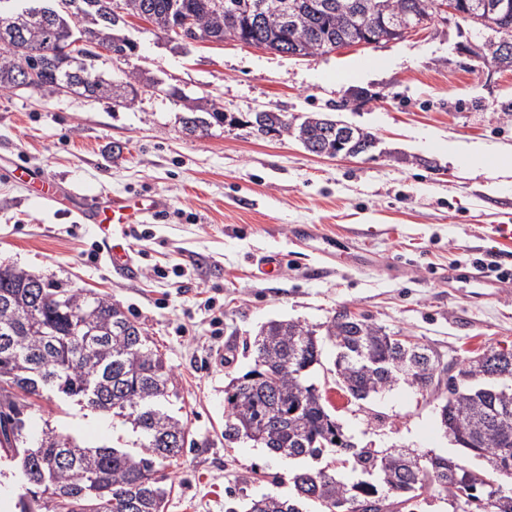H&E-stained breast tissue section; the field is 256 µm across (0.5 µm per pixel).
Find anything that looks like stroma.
Instances as JSON below:
<instances>
[{"label": "stroma", "mask_w": 512, "mask_h": 512, "mask_svg": "<svg viewBox=\"0 0 512 512\" xmlns=\"http://www.w3.org/2000/svg\"><path fill=\"white\" fill-rule=\"evenodd\" d=\"M138 50L113 58L114 78L145 71L239 117L322 112L374 134L368 154L316 157L292 137L242 125L186 135L179 102L142 92L129 108L71 94L0 92V168L47 173L74 192L41 205L0 175V264L64 288L111 295L172 367L188 440L164 474L165 512H243L250 498L291 494L298 464L251 442L224 443V387L253 362L258 328L286 318L321 328L342 311L438 351L449 370L489 348H512V70L476 61L474 27L459 18L405 38L314 57L233 41L178 48L134 20ZM356 80L337 81L350 65ZM483 149L471 171L449 142ZM166 199L142 235L120 244L137 275L97 258L99 228L78 208L97 198ZM285 263L266 273L262 261ZM482 266L494 287L474 282ZM336 350L322 348L310 380L360 447L410 448L480 467L446 434L436 396L401 382L363 401L336 384ZM32 437L46 426L93 445L131 446L130 427L74 401L32 400Z\"/></svg>", "instance_id": "35a3bbf8"}]
</instances>
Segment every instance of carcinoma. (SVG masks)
<instances>
[{"label":"carcinoma","mask_w":512,"mask_h":512,"mask_svg":"<svg viewBox=\"0 0 512 512\" xmlns=\"http://www.w3.org/2000/svg\"><path fill=\"white\" fill-rule=\"evenodd\" d=\"M124 14L142 18L166 36L177 35L181 17L197 18L200 33L224 40L238 32L278 53L316 57L359 44L363 17L404 14L421 20L437 0H286L288 17L273 12L252 21L260 0H46L53 12L2 17L17 35L0 33V91L22 85V64L35 65L66 37L65 28L87 29L98 43L126 55L136 49L115 20L113 2ZM489 14L512 45V0H492ZM104 62L95 55L41 71L38 93L53 96L66 83L79 94L105 97ZM148 73L130 76L112 92V103L128 107ZM169 95L182 102V130L196 135L238 122L224 106L190 98L177 87ZM261 136L292 135L311 152L334 155L364 150L371 133L353 129L342 142L344 124L320 112L295 122L280 112L261 110L247 121ZM336 347L338 382L356 400L401 381L422 392L444 385L441 421L458 445L483 461L480 470L443 455L419 460L408 448L379 452L360 448L345 436L327 408L326 397L308 380L320 364L322 338ZM254 366L224 389V442L260 439L269 452L290 460H317L338 448L353 461L355 476L336 477L302 468L292 476L295 497L251 499L247 512H302L301 501L324 512H415L433 488L448 494L459 512H512V349L490 348L455 375L438 354L387 333L366 319L339 314L324 336L294 320H270L253 341ZM174 389L172 369L143 328L112 299L16 267L0 265V459L14 463L25 484L17 512H165L171 488L154 478L183 452L187 422L165 402ZM78 399L94 410L132 425L135 448L90 446L53 428L33 442L27 423L31 396Z\"/></svg>","instance_id":"1"}]
</instances>
